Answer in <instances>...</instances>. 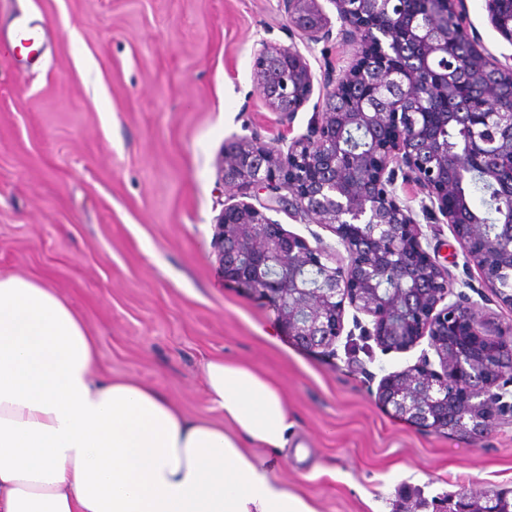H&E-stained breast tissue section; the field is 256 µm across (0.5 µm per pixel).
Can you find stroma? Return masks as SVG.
I'll return each mask as SVG.
<instances>
[{
  "label": "stroma",
  "instance_id": "35a3bbf8",
  "mask_svg": "<svg viewBox=\"0 0 512 512\" xmlns=\"http://www.w3.org/2000/svg\"><path fill=\"white\" fill-rule=\"evenodd\" d=\"M467 6L480 49L511 58L486 0ZM17 12L49 37L29 63L0 44V274L55 288L96 337L101 372L215 422L207 360L274 378L293 422L275 475L319 512H434L462 490L512 491L511 379L488 435L427 430L378 400L386 375L438 365L427 340L382 351L349 308L332 348L305 349L219 266L213 224L234 201L218 171L225 144L300 136L323 102L317 86L294 119L272 110L258 51L293 46L317 78L324 62L347 66L351 47L309 42L279 0H0V31ZM422 231L454 299L512 324L451 228Z\"/></svg>",
  "mask_w": 512,
  "mask_h": 512
}]
</instances>
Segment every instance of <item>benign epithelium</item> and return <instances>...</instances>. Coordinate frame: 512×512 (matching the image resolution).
Listing matches in <instances>:
<instances>
[{
  "mask_svg": "<svg viewBox=\"0 0 512 512\" xmlns=\"http://www.w3.org/2000/svg\"><path fill=\"white\" fill-rule=\"evenodd\" d=\"M293 25L309 41L332 36L318 0H279ZM340 23V41L357 59L338 72L323 68L325 109L314 106L305 134L274 144L234 141L224 147V184L244 195L269 193L255 206L227 204L215 219L213 244L224 277L259 295L283 331L300 346L330 348L341 336L345 306L370 318L364 328L383 349L405 350L428 338L440 369L427 362L383 378L378 399L394 414L434 432L473 436L492 431V388L512 375V328L508 337L496 323L469 305L449 302L448 271L422 245L420 220L448 225L466 263L479 269L482 284L512 307V111L501 107L499 85H512V63H501L477 48L478 35L466 28V0H431L435 12L424 23L409 15V0H328ZM492 27L512 44V18L497 0H487ZM459 18L455 33L439 27L437 15ZM377 38L381 54L401 47L420 54L412 69L376 63L370 52ZM451 63L439 78L430 62ZM256 66L260 92L270 106L293 119L313 93V75L293 46L262 45ZM493 71L497 84L482 88L458 108L457 78H482ZM473 118L474 135L450 147L448 125ZM366 134L364 151L350 147L348 134ZM486 159L483 175L499 185V221L482 224L462 191L476 157ZM421 195L419 210L397 194V181ZM281 207L310 224H323L347 253L323 241L311 245L287 233L267 215ZM464 328L492 344L498 360L489 363L473 345L451 336ZM512 512V501L464 493L454 512Z\"/></svg>",
  "mask_w": 512,
  "mask_h": 512,
  "instance_id": "1",
  "label": "benign epithelium"
}]
</instances>
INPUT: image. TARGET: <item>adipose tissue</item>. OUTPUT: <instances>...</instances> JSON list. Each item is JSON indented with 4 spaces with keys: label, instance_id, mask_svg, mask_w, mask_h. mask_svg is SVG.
Listing matches in <instances>:
<instances>
[{
    "label": "adipose tissue",
    "instance_id": "obj_1",
    "mask_svg": "<svg viewBox=\"0 0 512 512\" xmlns=\"http://www.w3.org/2000/svg\"><path fill=\"white\" fill-rule=\"evenodd\" d=\"M97 344L50 285L0 275V512H318L275 476L285 391L214 358L222 423L102 375Z\"/></svg>",
    "mask_w": 512,
    "mask_h": 512
}]
</instances>
